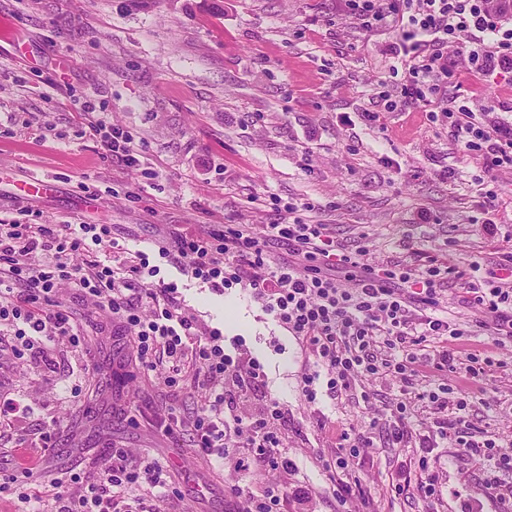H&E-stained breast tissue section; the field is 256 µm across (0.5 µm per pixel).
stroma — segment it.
Segmentation results:
<instances>
[{
	"mask_svg": "<svg viewBox=\"0 0 512 512\" xmlns=\"http://www.w3.org/2000/svg\"><path fill=\"white\" fill-rule=\"evenodd\" d=\"M394 40L390 27L360 28L344 0H0V220L108 224L132 251L150 250L174 228L247 224L261 236L267 225L298 221L328 225L346 251H365L375 267L420 270L444 257L461 271H488L512 252V167L465 151L424 109L385 111L382 93L399 95L402 83ZM445 93L449 105L512 121V73L485 82L452 74ZM85 98L132 134L139 168L102 156L72 110ZM371 112L379 121L368 120ZM31 173L52 175L57 195L19 202L13 183ZM82 182L94 200L88 210L73 204ZM164 276L186 309L262 363L264 386L241 394L238 410L259 412L268 394L284 404L279 434L294 467L250 479L256 490L286 485L283 512H361V501L342 505L329 490L319 459L342 432L364 430L372 512H463L474 499L482 512H498L478 466L451 437L432 452L438 500L388 493L392 473L417 468L421 456L415 446L389 447L384 428L368 427L401 398L397 379L368 377L309 402L299 347L250 290L218 295L174 268ZM58 298L93 337L90 356L64 341L53 369L16 357L0 365V393L33 404L18 438L57 426L58 446L41 473L96 469L114 442L146 448L173 461L182 497L169 512L184 503L231 512L224 487L237 478L232 461L218 466L190 446L169 447L112 408L116 400L159 405L163 374L132 377L125 338L94 303L66 283ZM497 357L505 365L475 398L468 429L512 455V343Z\"/></svg>",
	"mask_w": 512,
	"mask_h": 512,
	"instance_id": "stroma-1",
	"label": "stroma"
}]
</instances>
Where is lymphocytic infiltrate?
Listing matches in <instances>:
<instances>
[{
  "mask_svg": "<svg viewBox=\"0 0 512 512\" xmlns=\"http://www.w3.org/2000/svg\"><path fill=\"white\" fill-rule=\"evenodd\" d=\"M494 2L347 0L363 28L387 25L402 37L392 52L403 67V82L399 97L386 99V110L429 105L448 77V46L463 36L471 71L486 77L512 71V29L500 25ZM74 108L88 118L103 155L139 166L129 131L95 118L91 100L75 102ZM440 115L465 149L483 152L495 165H512L511 122L478 118L464 105L441 108ZM273 243L287 246L286 259L271 256ZM101 245L123 250L107 224H0V354L23 352L33 364L48 368L58 341L82 347L70 312L56 299L59 285L72 283L97 299L106 317L127 333L132 365L165 372L171 399L199 387L208 391L192 414L172 407L138 413L136 422L172 443L191 438L202 456H233L238 479L225 494L237 503L236 512H280L282 490L257 495L247 480L259 470L292 466L276 433L285 417L282 404L270 396L259 415H240L234 393L225 387L244 373L261 381L259 363L227 353L223 332L181 306L177 285L159 280V265L151 264L147 253L111 266L94 255ZM156 247L161 263L214 291L232 285L251 290L311 361L299 378L309 401H316L321 383L333 396L348 391L358 377L391 375L409 385L424 374L453 373L467 394L453 397L445 387L428 392L429 407L437 413L434 431L417 434L409 406L402 401L393 406L388 426L393 444L402 447L413 439L420 447H433L448 426L463 422L471 396L482 392L497 360L492 352H471L463 341L471 328L488 331L494 348L512 340V252L487 277L466 281L467 300L479 313L470 327L438 313L442 280L452 272L447 263L434 259L420 271L375 268L363 252H344L324 224H271L261 237L246 224L221 232H169ZM77 254L84 256L83 265L73 264ZM364 440L361 433L342 435L335 456L322 464L341 499L366 496L359 452ZM459 445L479 466L486 487L496 491L501 512H512V457L501 454L486 435L469 436ZM169 470L166 459L136 461L116 446L94 478L60 476L27 494L23 488L31 472L19 464L14 474L0 475V493L22 491L30 512H158L159 502L169 496Z\"/></svg>",
  "mask_w": 512,
  "mask_h": 512,
  "instance_id": "lymphocytic-infiltrate-1",
  "label": "lymphocytic infiltrate"
}]
</instances>
